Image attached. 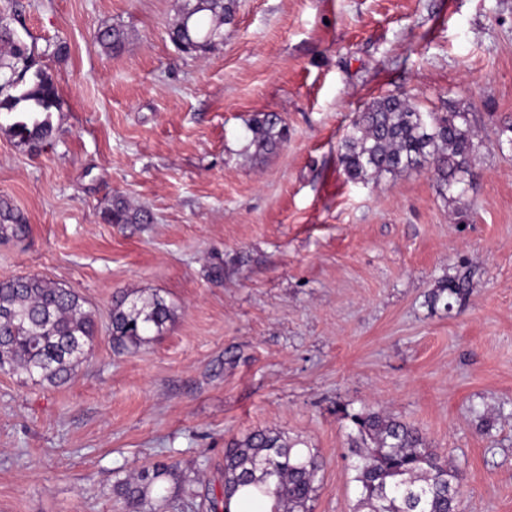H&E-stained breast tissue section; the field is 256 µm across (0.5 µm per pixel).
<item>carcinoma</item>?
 Masks as SVG:
<instances>
[{"mask_svg": "<svg viewBox=\"0 0 512 512\" xmlns=\"http://www.w3.org/2000/svg\"><path fill=\"white\" fill-rule=\"evenodd\" d=\"M237 7L238 0H183L169 37L187 53H205L214 45L210 33L230 23ZM97 40L106 53L118 54L127 35L120 28L107 27L99 31ZM27 59V46L0 21V91L15 86V74L26 75L28 68L20 70L18 64ZM58 101L52 77L38 70L19 94L0 99V112L44 113L41 121L12 125L21 142L38 148L53 137L49 117ZM249 129L252 144L260 152L274 151L288 139L281 118L273 113L255 116ZM476 148L467 113L422 112L409 98L391 94L356 114L340 161L354 182L428 166L442 184L451 187L471 175L470 159ZM101 219L106 224H149L152 215L116 196L101 211ZM28 232L29 226L10 212L0 213L1 240H21ZM469 292L464 279L445 282L427 294L425 303L432 309L442 303L448 309L450 299H462ZM171 317L170 307L156 294L132 300L123 297L111 311L112 341L123 348L135 347L149 333L161 332ZM96 334L95 312L73 289L38 275L0 280V371L61 385L87 360ZM350 419L357 429L350 448V470L359 490L357 509L458 512L459 471L430 448L417 429L370 410L353 413ZM301 444L272 430H255L231 442L224 453L222 496L208 499L210 512H229L231 498L244 487L270 497L271 512H310L322 463L313 449ZM174 470L173 464H156L118 482L124 512H139L158 482Z\"/></svg>", "mask_w": 512, "mask_h": 512, "instance_id": "obj_1", "label": "carcinoma"}]
</instances>
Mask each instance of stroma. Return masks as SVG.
I'll use <instances>...</instances> for the list:
<instances>
[{
    "label": "stroma",
    "mask_w": 512,
    "mask_h": 512,
    "mask_svg": "<svg viewBox=\"0 0 512 512\" xmlns=\"http://www.w3.org/2000/svg\"><path fill=\"white\" fill-rule=\"evenodd\" d=\"M179 5L0 0L59 93L51 146L0 114V206L29 226L0 241V280L72 288L99 328L63 385L0 371V512H123L117 481L158 462L177 468L141 512H207L227 445L265 428L317 451L312 512H353L349 416L369 407L459 467L462 512H512V0H241L201 55L167 35ZM391 93L467 113L464 183L347 178L356 113ZM262 113L288 141L259 154ZM118 194L152 223H103ZM462 277L464 299L426 306ZM151 294L171 320L116 347V298ZM97 40L101 48L108 54H118L125 46L127 35L117 27H107L100 30Z\"/></svg>",
    "instance_id": "obj_1"
}]
</instances>
